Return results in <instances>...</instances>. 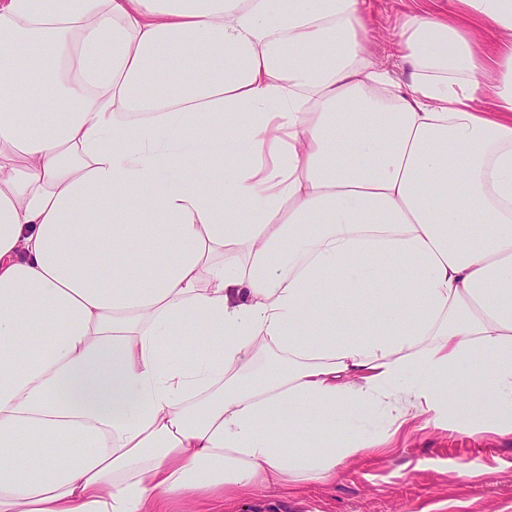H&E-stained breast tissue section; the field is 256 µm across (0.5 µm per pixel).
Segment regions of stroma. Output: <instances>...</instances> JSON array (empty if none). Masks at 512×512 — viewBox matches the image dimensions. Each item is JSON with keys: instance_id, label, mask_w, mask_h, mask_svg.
Wrapping results in <instances>:
<instances>
[{"instance_id": "stroma-1", "label": "stroma", "mask_w": 512, "mask_h": 512, "mask_svg": "<svg viewBox=\"0 0 512 512\" xmlns=\"http://www.w3.org/2000/svg\"><path fill=\"white\" fill-rule=\"evenodd\" d=\"M413 11L442 15L448 0H368L367 52L402 82L393 44ZM220 512H512V437L413 425L390 448L347 458L333 480L261 488Z\"/></svg>"}]
</instances>
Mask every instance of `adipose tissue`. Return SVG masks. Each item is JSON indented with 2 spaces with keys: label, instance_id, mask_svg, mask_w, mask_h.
<instances>
[{
  "label": "adipose tissue",
  "instance_id": "obj_1",
  "mask_svg": "<svg viewBox=\"0 0 512 512\" xmlns=\"http://www.w3.org/2000/svg\"><path fill=\"white\" fill-rule=\"evenodd\" d=\"M449 4L390 93L366 0H0V512L325 480L475 365L512 435V0Z\"/></svg>",
  "mask_w": 512,
  "mask_h": 512
}]
</instances>
